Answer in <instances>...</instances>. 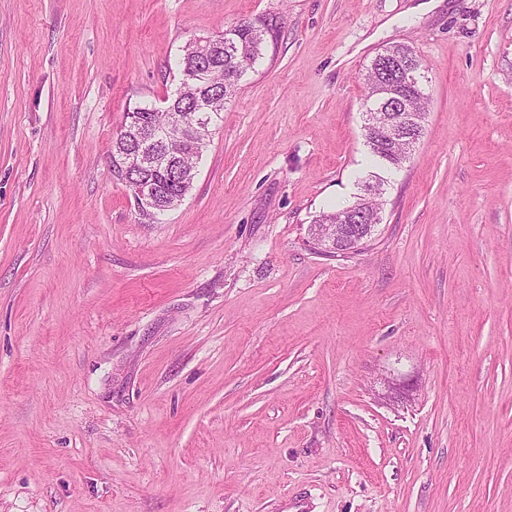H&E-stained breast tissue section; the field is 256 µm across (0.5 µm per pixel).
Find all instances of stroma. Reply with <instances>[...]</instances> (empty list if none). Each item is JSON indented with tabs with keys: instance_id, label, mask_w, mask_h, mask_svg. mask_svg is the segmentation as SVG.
<instances>
[{
	"instance_id": "obj_1",
	"label": "stroma",
	"mask_w": 512,
	"mask_h": 512,
	"mask_svg": "<svg viewBox=\"0 0 512 512\" xmlns=\"http://www.w3.org/2000/svg\"><path fill=\"white\" fill-rule=\"evenodd\" d=\"M275 38L148 224L112 174L185 43ZM426 130L369 245L367 67ZM512 512V0H0V512ZM362 194L357 201L345 208V219L342 234L338 237H329L323 234L319 224H336L339 219L340 209L333 212H323L311 225V239L316 249L325 246L328 249L337 251L343 243L352 241L357 248L363 246L374 234L375 227L381 222L380 210H369L364 205V198L376 194L382 187L375 181L361 185Z\"/></svg>"
}]
</instances>
